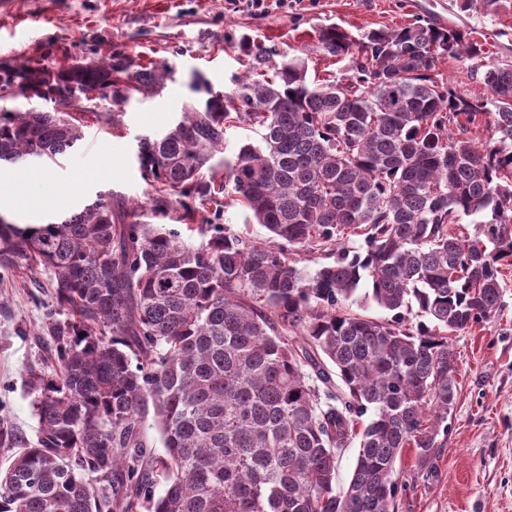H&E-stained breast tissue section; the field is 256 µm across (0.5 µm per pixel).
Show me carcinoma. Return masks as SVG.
<instances>
[{
	"mask_svg": "<svg viewBox=\"0 0 512 512\" xmlns=\"http://www.w3.org/2000/svg\"><path fill=\"white\" fill-rule=\"evenodd\" d=\"M459 9L497 14L512 0ZM317 42L348 76L311 83L304 60L249 45L231 91L197 76L202 102L139 139L152 211L192 198L183 220L207 235L199 244L110 196L37 229L0 223V265L52 274L55 338L53 373L28 380L36 439L0 419V447L20 448L0 469V512H394L402 451L435 468L458 395L448 334L491 319L512 265V65L484 64L481 43L425 18L357 40L329 26ZM448 58L470 61L486 96L435 72ZM172 74L97 50L58 68L1 63L0 101L17 89L47 108L0 110V164L54 162L81 141L86 113L56 110L73 93L149 98ZM241 123L259 141L222 174L211 160ZM482 125L492 136L479 144L469 133ZM227 194L267 237L206 217ZM326 249L334 263L298 267ZM295 330L307 347L287 342ZM149 401L165 448L151 459ZM355 438L340 490L336 452Z\"/></svg>",
	"mask_w": 512,
	"mask_h": 512,
	"instance_id": "carcinoma-1",
	"label": "carcinoma"
}]
</instances>
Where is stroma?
Segmentation results:
<instances>
[{
    "label": "stroma",
    "mask_w": 512,
    "mask_h": 512,
    "mask_svg": "<svg viewBox=\"0 0 512 512\" xmlns=\"http://www.w3.org/2000/svg\"><path fill=\"white\" fill-rule=\"evenodd\" d=\"M428 17L483 41L491 64L512 65V12L489 16L460 11L456 0H291L261 12L247 0H15L0 17V63L29 59L52 66L90 58L93 50L125 54L138 65L171 66L173 78L150 98L96 99L85 136L58 162L1 165L0 184L37 177L28 205L0 194V215L26 226L60 221L112 192L146 202L151 188L136 153L141 137L166 130L199 96L189 87L201 73L215 88L233 89L244 74L245 44L305 60L309 81L344 75L346 62L322 55L315 33L336 25L358 38ZM111 168L107 180L99 169ZM47 272H0V418L26 438L37 420L27 381L30 370L51 372V331L44 317L52 304ZM457 353L458 397L448 416V438L435 470L417 466L414 449L396 462L403 486L395 512H512V269L500 307L488 322L451 338Z\"/></svg>",
    "instance_id": "obj_1"
}]
</instances>
